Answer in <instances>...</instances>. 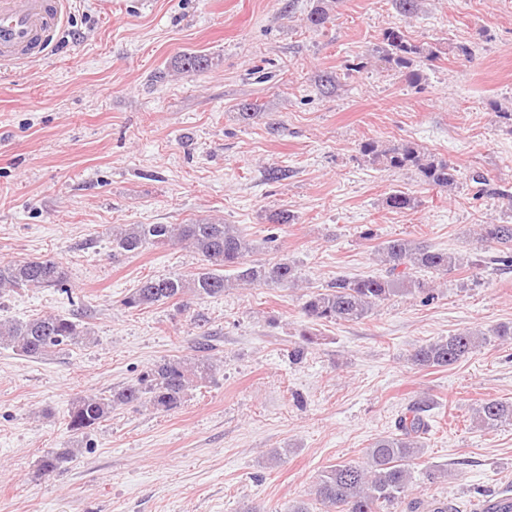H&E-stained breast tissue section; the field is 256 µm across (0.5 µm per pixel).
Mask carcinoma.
Returning <instances> with one entry per match:
<instances>
[{
  "label": "carcinoma",
  "instance_id": "carcinoma-1",
  "mask_svg": "<svg viewBox=\"0 0 512 512\" xmlns=\"http://www.w3.org/2000/svg\"><path fill=\"white\" fill-rule=\"evenodd\" d=\"M378 50L396 69L406 70L407 80L415 83L419 73L412 69L416 58L432 61L439 50L423 47L406 34L390 27L381 33ZM178 65L185 71L203 72L211 65L205 54L185 53ZM373 165L387 169H417L433 186L456 184L455 169L447 161L426 155L410 144L380 149L372 143L361 146ZM386 203L393 209H412L414 199L403 191L391 193ZM477 236L501 248L493 261L512 267V224H480ZM183 243L201 257L202 267L190 276L150 277L140 282L125 298L124 306L138 308L171 300L188 306L192 299L217 297L236 285H296L294 267L284 261L249 259L255 251L252 241L234 224L207 221L199 224H124L112 230V251L138 253L147 246ZM375 253L385 272L366 277H338L327 287L313 291L301 311L311 324L355 322L365 319L373 308L398 294L423 293L433 300V289L425 287L418 273L439 274L457 266V258L434 251L422 242L405 238L382 241ZM67 271L53 258H37L19 263H0V290L6 288L63 287ZM90 339L88 328L76 315H46L26 321L0 319V344L29 358L43 357L63 345ZM488 342L476 332L464 330L420 345L410 354L411 364L420 368H443L467 358L474 349ZM212 347H202L204 355L193 360L163 359L136 380L110 395L90 394L73 403L67 429L73 441L98 426L117 406H150L172 410L181 406L188 392L206 383L213 372ZM421 399L396 420L395 432L375 439L365 451L367 465L339 462L323 471L314 485V501L324 512H396L412 479L413 460L421 449V439L430 431ZM482 426L496 428L512 424V402L487 399L476 409ZM76 449L68 446L45 455L35 477L48 476L71 460Z\"/></svg>",
  "mask_w": 512,
  "mask_h": 512
}]
</instances>
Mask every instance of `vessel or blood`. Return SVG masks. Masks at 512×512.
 <instances>
[{
    "label": "vessel or blood",
    "instance_id": "1",
    "mask_svg": "<svg viewBox=\"0 0 512 512\" xmlns=\"http://www.w3.org/2000/svg\"><path fill=\"white\" fill-rule=\"evenodd\" d=\"M66 0H0V68L44 59L62 25Z\"/></svg>",
    "mask_w": 512,
    "mask_h": 512
}]
</instances>
